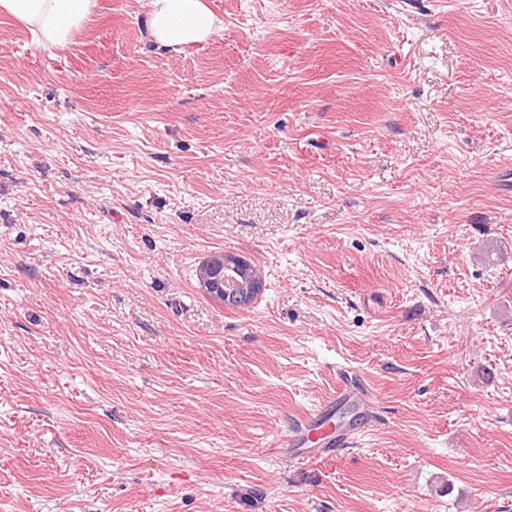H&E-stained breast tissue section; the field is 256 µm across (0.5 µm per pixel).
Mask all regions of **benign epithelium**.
Instances as JSON below:
<instances>
[{
    "mask_svg": "<svg viewBox=\"0 0 512 512\" xmlns=\"http://www.w3.org/2000/svg\"><path fill=\"white\" fill-rule=\"evenodd\" d=\"M246 261L236 258L224 259V255H213L205 261L200 269L199 281L204 290L212 292L215 298L226 297L228 288H233L231 299L238 305H243L252 292L264 287V282L258 273L245 271Z\"/></svg>",
    "mask_w": 512,
    "mask_h": 512,
    "instance_id": "7a95c632",
    "label": "benign epithelium"
}]
</instances>
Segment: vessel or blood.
<instances>
[{"label": "vessel or blood", "instance_id": "b4317fda", "mask_svg": "<svg viewBox=\"0 0 512 512\" xmlns=\"http://www.w3.org/2000/svg\"><path fill=\"white\" fill-rule=\"evenodd\" d=\"M369 401L368 393L353 385L349 370H341L340 384L333 397L288 432L285 447L303 461L336 456L339 449L352 445L367 430L363 424L334 426L337 411L353 402L366 404Z\"/></svg>", "mask_w": 512, "mask_h": 512}]
</instances>
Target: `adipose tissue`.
Segmentation results:
<instances>
[{
	"label": "adipose tissue",
	"instance_id": "obj_1",
	"mask_svg": "<svg viewBox=\"0 0 512 512\" xmlns=\"http://www.w3.org/2000/svg\"><path fill=\"white\" fill-rule=\"evenodd\" d=\"M94 0H0V14L22 23L47 49L67 45L90 15ZM223 22L201 0H148L146 30L163 47L208 41Z\"/></svg>",
	"mask_w": 512,
	"mask_h": 512
}]
</instances>
